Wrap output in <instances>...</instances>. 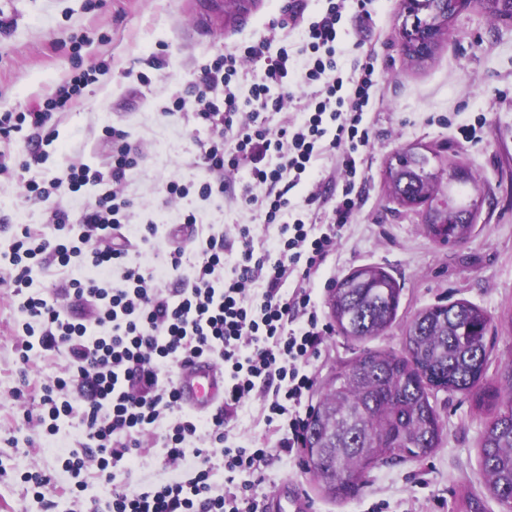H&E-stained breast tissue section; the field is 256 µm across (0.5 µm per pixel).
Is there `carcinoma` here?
<instances>
[{
	"label": "carcinoma",
	"mask_w": 512,
	"mask_h": 512,
	"mask_svg": "<svg viewBox=\"0 0 512 512\" xmlns=\"http://www.w3.org/2000/svg\"><path fill=\"white\" fill-rule=\"evenodd\" d=\"M410 152L398 154L390 173L400 200L420 196L421 176ZM401 288L383 269L359 268L330 290V317L357 340L379 336L396 317ZM492 318L466 301L420 312L405 330V353L365 351L331 378L311 410L303 444L304 465L332 499L354 495L377 462L423 458L441 441L442 421L430 392L476 398L495 409L485 427L482 468L489 493L512 509V397L487 381Z\"/></svg>",
	"instance_id": "cac0c4a2"
}]
</instances>
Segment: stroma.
<instances>
[{
    "mask_svg": "<svg viewBox=\"0 0 512 512\" xmlns=\"http://www.w3.org/2000/svg\"><path fill=\"white\" fill-rule=\"evenodd\" d=\"M285 0H257L236 22L224 25L213 0H0V17L10 26L0 31V113L22 112L45 100L73 76L76 68L92 70L80 104L53 115L58 133L47 146L42 166L57 176L72 162L99 166L108 161L112 143L102 129L128 131L141 153L137 168L124 185L133 202V223L169 224L179 212L195 208L206 224L222 226L234 237L239 224L256 227L255 245L273 249L277 227L260 224L255 208L240 198L248 179L246 168L228 173V193L210 201L171 200L166 185L173 179H199L197 138L191 115L164 114L172 95L197 81L200 67L216 54L240 45L285 43L293 51L304 44V30L295 24L272 29ZM371 17L348 16L336 45L344 76L354 75L365 53L377 59L379 85L366 121L370 143L364 151V177L357 181L356 211L320 270L307 281L321 317H328L327 299L337 280L365 265L384 268L401 293L396 318L379 336L359 341L331 330L315 363V395H322L331 377L367 350L402 353L404 330L423 309L457 300L472 303L493 318L487 379L503 386L501 370L512 357V23L488 16L479 0L451 25L434 56L412 64L401 49V0H372ZM80 51H73V44ZM160 57V70L149 69ZM150 84H142L141 74ZM477 124L478 140L464 142L460 126ZM415 148L437 155L441 166L458 163L477 179L489 197L475 220L469 240L450 247L433 241L425 229L424 208L402 206L386 179L388 164L399 151ZM334 156H326L311 176L289 193L293 211L315 224L329 223L343 173ZM93 194L72 200L63 195L45 202L25 197L16 179L0 175V254L7 251L19 224L52 235L51 210L63 205L82 210ZM22 296L0 288V512H48L33 496L23 473L48 472L56 487L49 512H69L74 481L62 468L61 455L79 437L62 427L39 443L19 423L23 413L13 400L19 383L14 338L22 320ZM444 425L442 440L429 456L381 463L364 475L355 496H326L303 466V451L286 452L276 436L258 421V400H250L224 422L230 441L257 442L270 455L260 476L246 473L227 478L216 468L214 482L251 484L263 499L284 482L294 483L310 501L311 512H368L380 502L385 512H465L466 497L480 498L483 512H501L488 492L482 471L480 441L492 413L474 398L443 391L432 396ZM127 491L158 483L172 474L161 449L148 448L129 464Z\"/></svg>",
    "mask_w": 512,
    "mask_h": 512,
    "instance_id": "1",
    "label": "stroma"
}]
</instances>
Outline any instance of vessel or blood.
<instances>
[{
  "instance_id": "obj_1",
  "label": "vessel or blood",
  "mask_w": 512,
  "mask_h": 512,
  "mask_svg": "<svg viewBox=\"0 0 512 512\" xmlns=\"http://www.w3.org/2000/svg\"><path fill=\"white\" fill-rule=\"evenodd\" d=\"M176 388L184 408L209 416L224 400V368L208 357L195 359L178 373Z\"/></svg>"
}]
</instances>
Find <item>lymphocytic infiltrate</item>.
Returning a JSON list of instances; mask_svg holds the SVG:
<instances>
[{
    "mask_svg": "<svg viewBox=\"0 0 512 512\" xmlns=\"http://www.w3.org/2000/svg\"><path fill=\"white\" fill-rule=\"evenodd\" d=\"M370 2L326 0L311 17L307 0H292V21L306 26L303 69H296L294 53L284 44L269 55L260 46L236 48L201 66L191 95L176 94L170 101V112H191L208 136L199 143L205 179L170 181L168 193L181 200L191 195L209 200L223 194L226 171L247 166L249 180L241 198L256 207L264 224L278 225L279 257L274 261L256 251L250 224L239 225V258L228 268L223 233L198 224L195 212L181 215L195 228L188 248L169 225L131 223L123 184L138 160L126 131L105 129L112 141L105 167L73 163L62 178L36 173L45 146L56 138L49 124L53 113L78 104L90 71H81L28 111L0 113L1 142L25 124L43 132L40 146L20 163L30 174L24 184L28 197L45 201L62 190L74 197L90 187L98 190L79 214L53 209V237L20 227L0 272V288L25 296L16 336L20 384L13 396L37 400L38 409L24 411L22 424L42 440L55 436L63 421L79 430L63 466L75 473L93 469L109 490L108 512H265L263 501L217 491L212 481L214 456H222L230 474L255 473L266 459L267 449L231 443L224 431L225 418L236 415L250 397L259 398L261 416L269 432L278 435L279 447L294 449L302 442L307 419L301 408L313 390L311 367L329 330L305 283L354 214L352 186L364 174L361 156L369 142L364 116L377 84L369 58L357 76L343 78L336 43L348 9L366 18ZM260 55L267 61L263 75L248 97L240 98V64ZM298 83L316 88L303 120L271 129L269 114L284 109L285 91ZM335 151L346 180L333 221L307 222L292 214L288 195L322 155ZM160 238L168 242L162 268L131 260L132 245L150 246ZM74 262L80 276L32 291L33 268H65ZM169 276L177 278L178 287H164ZM290 279L297 285L283 293ZM87 298L96 307L95 316L76 317L73 302ZM59 352L65 355L60 370L41 384L30 383L31 364ZM203 356L224 367V406L200 419L180 406L170 371ZM148 439L162 445L166 462L178 472L127 492L117 466L139 456Z\"/></svg>",
    "mask_w": 512,
    "mask_h": 512,
    "instance_id": "1",
    "label": "lymphocytic infiltrate"
}]
</instances>
